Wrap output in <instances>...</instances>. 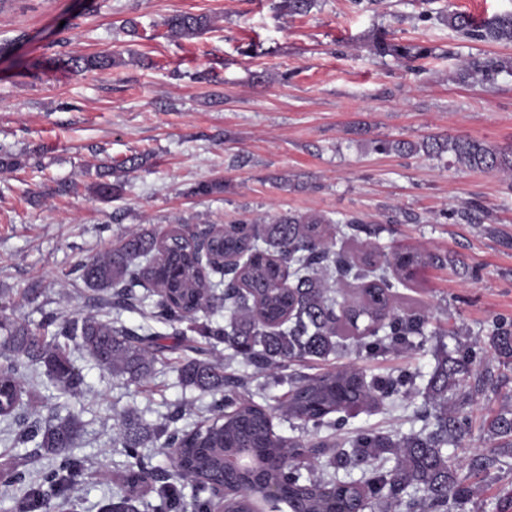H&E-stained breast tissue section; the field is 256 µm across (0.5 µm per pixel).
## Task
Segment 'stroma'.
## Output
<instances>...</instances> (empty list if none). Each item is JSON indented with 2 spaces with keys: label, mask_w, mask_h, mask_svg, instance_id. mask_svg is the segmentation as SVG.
<instances>
[{
  "label": "stroma",
  "mask_w": 512,
  "mask_h": 512,
  "mask_svg": "<svg viewBox=\"0 0 512 512\" xmlns=\"http://www.w3.org/2000/svg\"><path fill=\"white\" fill-rule=\"evenodd\" d=\"M274 0H5L0 6V149L25 164L0 171V298L15 319L38 324L43 312H93L81 262L142 228L203 230L242 221L270 223L291 212L342 224L357 217L372 235L345 229L337 243L351 256L417 248L432 257L398 288V313L425 317L408 348L368 356L355 343L329 361L283 369L282 383L242 358L229 368L251 378L255 401L282 402L287 380L352 364L367 376L404 369L425 384L437 342L489 355L498 317L512 316V173L457 165L452 154L402 156L376 141L467 135L512 145V73L464 85L465 61L512 58V45L463 36L446 22L512 12V0H315L307 14L276 13ZM179 12L214 17L211 31L177 42L163 21ZM134 21L136 35L123 31ZM428 48L408 63L367 45L378 33ZM117 52L122 65L75 72L61 60ZM137 156L134 171L120 167ZM123 181L118 196L92 191L103 166ZM224 191L194 196L202 181ZM41 290L28 298L31 287ZM180 350L167 351L143 385L113 379L84 352L71 356L81 396L65 399L41 382L32 417L81 411L85 433L75 454L86 469L71 489L77 512H105L126 478L114 448L117 420L133 409L152 423L184 428L206 413L208 395L180 384ZM494 387L459 392L471 430L448 452L458 477L479 484L478 512H508L512 456L480 419L512 394V371L492 369ZM425 400L404 391L360 412L349 429L398 435L431 431ZM490 459L474 477L471 458ZM38 478L52 466L34 443H19L0 422V466Z\"/></svg>",
  "instance_id": "35a3bbf8"
}]
</instances>
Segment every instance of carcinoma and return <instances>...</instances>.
<instances>
[{"instance_id": "cac0c4a2", "label": "carcinoma", "mask_w": 512, "mask_h": 512, "mask_svg": "<svg viewBox=\"0 0 512 512\" xmlns=\"http://www.w3.org/2000/svg\"><path fill=\"white\" fill-rule=\"evenodd\" d=\"M313 0H279L276 8L302 15ZM448 24L463 34L485 42L512 43V12L475 20L464 12H451ZM167 37L192 39L214 28L204 14L179 13L164 21ZM371 49L378 56L394 55L410 61L428 54L417 44H400L384 36ZM116 57L102 54L72 56L71 69H108ZM512 70L507 58L473 59L460 70L462 82L490 81ZM376 148L399 154L440 155L450 152L455 162L482 172L512 171V146L501 148L483 140L457 136H428L419 141L380 140ZM123 183L98 182L95 195L103 200L119 194ZM328 221L316 214H284L271 224L240 222L214 234L208 244L216 258L248 255L246 263L227 274L211 266L220 279L203 272L196 242L178 226L131 233L118 246L79 265L80 278L93 292L96 306H118L137 300L152 318L171 326L189 323L212 345L225 344L255 369L279 377V371L295 362L327 361L340 347V325H345L357 346L370 353L400 349L410 337L423 334L424 318L394 312L396 283L373 269L376 254L367 252L355 260L328 243ZM427 255L412 249L392 254L388 263L397 279L412 276L426 264ZM352 281L357 298L349 301L340 290H331L324 275ZM148 286L149 294L135 298L133 289ZM220 303L228 311L227 323L198 324V314ZM0 302V338L6 355L0 361V419L22 427L18 439L33 442L58 464L37 482L10 468H0V484L12 490L14 508L21 512H71L66 491L83 471L74 456L82 435L81 412L42 424L19 413L24 371H42L60 396L75 397L82 391L81 370L63 342H74L112 378L140 384L154 374L159 354L168 349L163 337L139 334L114 326L101 315L60 317L43 313L37 326L12 321ZM184 355L177 372L181 384L211 396L209 416L184 429L149 423L133 411L118 420L117 438L137 486L153 472L143 465V450L159 444L171 460L166 483L159 488L165 512H252L266 493L275 489L272 504H285L291 512H448L473 501L476 487L464 485L447 447L466 433V420L457 416L454 399L474 376L476 356L464 347L435 351V366L420 390L431 405L436 429L426 435L394 437L364 430L347 440L348 447L331 453L328 466L339 469L353 464L362 468L359 481H341L336 475L316 477L303 473L296 458L307 452L325 454L327 444L304 443L274 431L273 413L243 393L245 379L224 368V360L177 333ZM492 359L498 368L512 371V319H501L490 333ZM415 383L414 375L375 376L366 379L354 367L300 376L292 382L280 409L299 426L316 432L345 429L349 412L382 403ZM488 429L512 448V407L491 409ZM247 454L248 463L235 460ZM188 480L193 487L185 502L177 484ZM216 484L234 486L238 494L218 501Z\"/></svg>"}]
</instances>
